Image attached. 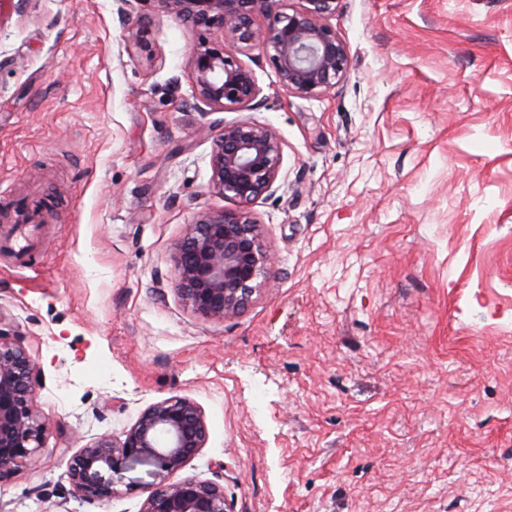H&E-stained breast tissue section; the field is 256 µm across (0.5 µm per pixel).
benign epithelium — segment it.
Listing matches in <instances>:
<instances>
[{"label":"benign epithelium","instance_id":"obj_1","mask_svg":"<svg viewBox=\"0 0 512 512\" xmlns=\"http://www.w3.org/2000/svg\"><path fill=\"white\" fill-rule=\"evenodd\" d=\"M128 30L145 17L134 0H115ZM159 10L214 38L191 57L194 106L202 115L254 110L263 99L254 70L237 54L258 51L286 92L316 97L343 79L349 57L327 19L340 0H152ZM283 161L281 138L251 118L220 123L212 137L210 188L233 208L197 212L189 233L174 244V289L191 310L230 320L247 308L271 270L251 205L272 191ZM41 369L14 330L0 328V485L39 463L46 428L34 405ZM208 441L201 409L169 397L144 408L118 434H101L77 448L67 468L70 494L106 502L119 493L134 463L153 467L140 512H228L224 488L195 475L177 476Z\"/></svg>","mask_w":512,"mask_h":512}]
</instances>
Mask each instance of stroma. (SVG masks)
<instances>
[{
    "label": "stroma",
    "mask_w": 512,
    "mask_h": 512,
    "mask_svg": "<svg viewBox=\"0 0 512 512\" xmlns=\"http://www.w3.org/2000/svg\"><path fill=\"white\" fill-rule=\"evenodd\" d=\"M114 7L0 0V182L43 202L0 321L47 436L0 512H139L149 466L89 504L67 463L172 396L209 432L185 471L229 512H512V0H342L349 68L315 98L256 68L273 264L224 322L175 292L172 247L224 205L202 126L242 113L189 104L206 34L138 0L146 53Z\"/></svg>",
    "instance_id": "obj_1"
}]
</instances>
